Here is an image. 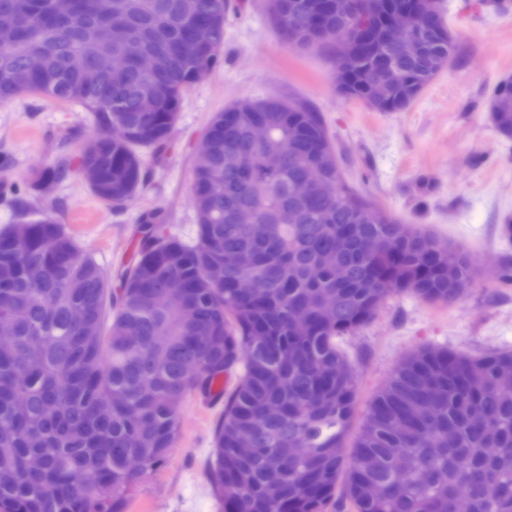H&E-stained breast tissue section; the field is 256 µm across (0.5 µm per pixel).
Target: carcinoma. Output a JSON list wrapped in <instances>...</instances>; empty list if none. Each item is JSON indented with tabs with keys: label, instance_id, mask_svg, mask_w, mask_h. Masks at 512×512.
I'll return each mask as SVG.
<instances>
[{
	"label": "carcinoma",
	"instance_id": "1",
	"mask_svg": "<svg viewBox=\"0 0 512 512\" xmlns=\"http://www.w3.org/2000/svg\"><path fill=\"white\" fill-rule=\"evenodd\" d=\"M288 2L266 0L282 42L331 48L355 76L348 97L378 112L405 108L454 53L447 30L418 57L388 48L389 97L373 101L364 87L382 80L380 66L342 53L345 22L333 13L317 22ZM0 13L15 15L14 30L0 34L8 45L0 103L39 95L89 112L98 134L79 163L97 173L93 194L118 205L144 182L143 151L168 140L186 90L220 62L228 0H116L113 18L134 48L160 60L151 73L94 70L102 50L94 0H73L65 13L51 0H0ZM193 31L205 48L187 59L177 45ZM78 52L87 71L72 75ZM490 112L511 138L512 82L497 85ZM257 120L267 128L260 143L251 137ZM111 124L126 136L109 139ZM208 133L192 182L195 239L145 227L118 294L53 217L22 216L0 229V331L14 337L0 349V512H122L176 448L185 402L232 372L208 464L224 512H456L461 486L469 512H512V349L424 347L402 356L348 441L358 377L340 341L394 294L448 305L468 294L465 250H436L433 234L354 192L318 112L274 96L243 98L215 113ZM241 153L254 158L248 171L237 166ZM68 171L65 163L48 170L38 190ZM313 171L327 191L296 196L294 183ZM243 207L253 223H235ZM326 252L336 253V266L322 264ZM216 262L224 263L222 284L207 276ZM34 265L44 270L38 281L26 275ZM242 276L266 287L240 295L232 284ZM172 288L184 291L185 307L157 306ZM75 306L98 323V335L70 320ZM105 401L108 415L98 411ZM299 441L303 456L293 452ZM487 448L499 453L488 458ZM33 455L38 470L28 466Z\"/></svg>",
	"mask_w": 512,
	"mask_h": 512
}]
</instances>
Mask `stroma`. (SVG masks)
I'll return each instance as SVG.
<instances>
[{"label":"stroma","instance_id":"1","mask_svg":"<svg viewBox=\"0 0 512 512\" xmlns=\"http://www.w3.org/2000/svg\"><path fill=\"white\" fill-rule=\"evenodd\" d=\"M455 38L443 70L405 109L376 112L336 89L329 52L282 44L265 0H229L223 58L186 93L166 147L146 154L145 183L126 201L98 199L78 175L48 193L36 177L60 157L77 161L97 128L67 102L28 96L0 104V226L24 210L48 212L106 270L138 241L143 215L159 211L172 233L195 234L193 169L213 115L246 97L275 96L321 113L348 182L403 223L465 249L474 286L454 304L391 296L346 348L366 409L401 355L424 346L477 353L512 349V137L495 128L489 105L512 77V0H436ZM222 402L193 398L169 460L130 494L125 512H221L206 466Z\"/></svg>","mask_w":512,"mask_h":512}]
</instances>
